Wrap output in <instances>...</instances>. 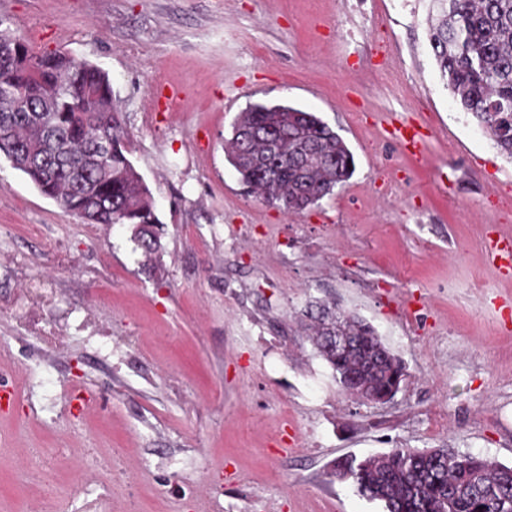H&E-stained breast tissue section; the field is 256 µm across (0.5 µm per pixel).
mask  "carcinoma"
I'll use <instances>...</instances> for the list:
<instances>
[{"label": "carcinoma", "instance_id": "1", "mask_svg": "<svg viewBox=\"0 0 512 512\" xmlns=\"http://www.w3.org/2000/svg\"><path fill=\"white\" fill-rule=\"evenodd\" d=\"M440 17L430 45L458 109L512 159V0H435ZM0 157L23 172L55 204L88 224H128L145 255L161 249L160 220L142 176L128 158L122 112L108 75L64 53L35 54L24 35L1 28ZM288 130L279 163L261 133ZM112 144L104 170L93 151ZM231 164L268 205L299 212L345 183L355 167L344 140L311 112L257 103L240 115L228 142ZM321 318L359 338L358 356L327 349L313 337L340 387L382 394L405 375L401 360L357 316L322 309ZM333 476L351 483L384 512H512V466L450 448H395L336 460Z\"/></svg>", "mask_w": 512, "mask_h": 512}]
</instances>
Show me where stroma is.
<instances>
[{
  "instance_id": "35a3bbf8",
  "label": "stroma",
  "mask_w": 512,
  "mask_h": 512,
  "mask_svg": "<svg viewBox=\"0 0 512 512\" xmlns=\"http://www.w3.org/2000/svg\"><path fill=\"white\" fill-rule=\"evenodd\" d=\"M435 13L0 0L33 52L108 74L162 243L145 258L129 226L63 212L0 158V385L16 394L0 414V512H383L332 477L337 458L451 448L512 466V277L484 250L512 236V209L494 207L512 199V160L441 80ZM174 82L186 100L172 110L158 95ZM256 103L315 113L353 175L295 214L249 193L226 144ZM394 114L431 132L423 158L385 137ZM316 304L356 314L403 361L392 401L342 390L308 337Z\"/></svg>"
}]
</instances>
